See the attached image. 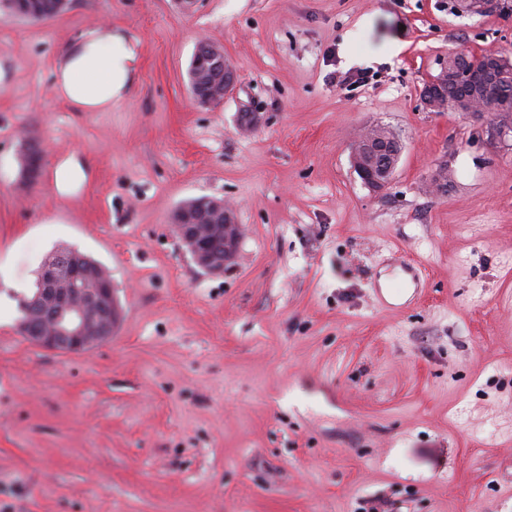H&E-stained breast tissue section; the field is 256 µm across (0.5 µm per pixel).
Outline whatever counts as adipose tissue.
I'll use <instances>...</instances> for the list:
<instances>
[{
	"instance_id": "obj_1",
	"label": "adipose tissue",
	"mask_w": 512,
	"mask_h": 512,
	"mask_svg": "<svg viewBox=\"0 0 512 512\" xmlns=\"http://www.w3.org/2000/svg\"><path fill=\"white\" fill-rule=\"evenodd\" d=\"M135 44L103 23L63 47L53 72V90L77 112H108L134 79Z\"/></svg>"
}]
</instances>
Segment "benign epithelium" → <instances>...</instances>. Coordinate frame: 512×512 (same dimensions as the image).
<instances>
[{"label":"benign epithelium","instance_id":"obj_1","mask_svg":"<svg viewBox=\"0 0 512 512\" xmlns=\"http://www.w3.org/2000/svg\"><path fill=\"white\" fill-rule=\"evenodd\" d=\"M457 54L448 56L440 75L420 91L422 108L428 112H458L481 115L483 106L476 101L500 80L512 76V60L495 53L465 59L455 65ZM196 66L199 72L222 70L224 80L219 93L198 85L195 100L204 106L224 99L236 83V73L218 43L200 42ZM40 148L36 140L24 137L19 142L22 166L21 186L37 184L40 175L32 176L25 169L26 157ZM402 142L374 143L361 133L358 149L351 155L353 168L362 182L373 192H381L391 183L402 153ZM202 212H178L175 228L180 241L192 254L195 263L211 274H221L231 263L244 238L243 225L236 210L224 201L205 198ZM112 280L105 269L91 264L77 253L54 260L45 268L43 289L31 302L29 318L18 327L31 344L48 350L83 353L94 345L112 338L116 322Z\"/></svg>","mask_w":512,"mask_h":512}]
</instances>
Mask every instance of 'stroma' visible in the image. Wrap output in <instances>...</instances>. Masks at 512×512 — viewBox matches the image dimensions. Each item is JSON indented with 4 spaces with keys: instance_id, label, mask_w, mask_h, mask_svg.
<instances>
[{
    "instance_id": "obj_1",
    "label": "stroma",
    "mask_w": 512,
    "mask_h": 512,
    "mask_svg": "<svg viewBox=\"0 0 512 512\" xmlns=\"http://www.w3.org/2000/svg\"><path fill=\"white\" fill-rule=\"evenodd\" d=\"M466 2L0 7V512H512V136L419 100L449 53L512 57V14ZM103 22L138 40L137 79L76 112L55 60ZM204 38L238 76L217 106L189 86ZM376 123L404 145L379 194L350 164ZM22 132L44 169L20 193ZM201 196L246 227L220 275L172 223ZM65 247L108 269L118 311L80 354L18 331ZM42 3L47 4V8L44 10H35L31 3V0H7L8 8L14 14L25 18L30 21H43L49 19L56 14L60 13L64 5L60 8H56L55 1L53 0H39ZM64 10V9H63ZM62 10V11H63Z\"/></svg>"
}]
</instances>
